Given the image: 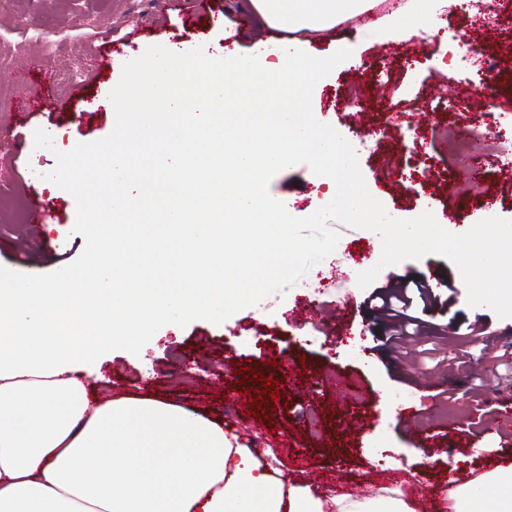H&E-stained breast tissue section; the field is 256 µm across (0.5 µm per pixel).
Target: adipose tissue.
Masks as SVG:
<instances>
[{
    "instance_id": "ef3b65f1",
    "label": "adipose tissue",
    "mask_w": 512,
    "mask_h": 512,
    "mask_svg": "<svg viewBox=\"0 0 512 512\" xmlns=\"http://www.w3.org/2000/svg\"><path fill=\"white\" fill-rule=\"evenodd\" d=\"M439 2L396 11L393 36L437 27ZM369 3L249 0L287 39L246 54L153 46L135 71L149 100L130 106L128 82L112 85V147L72 185L97 200L91 263L56 284L0 287V512H417L398 487L318 496L222 421L149 395L104 398L80 374L98 350L138 347L159 324L259 306L299 266L307 250L289 245L288 214L269 207L265 160L311 151L332 172L327 198L349 214L365 210L354 148L298 112L334 61L307 55L289 34L335 26ZM242 98L251 111H234ZM153 147L183 157L177 176L164 175ZM445 499L448 512H512V461Z\"/></svg>"
}]
</instances>
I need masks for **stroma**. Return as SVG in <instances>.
<instances>
[{
  "label": "stroma",
  "instance_id": "obj_1",
  "mask_svg": "<svg viewBox=\"0 0 512 512\" xmlns=\"http://www.w3.org/2000/svg\"><path fill=\"white\" fill-rule=\"evenodd\" d=\"M240 0H209L220 12L212 23L198 0H0V274L11 279L36 277L56 282L63 266H85L97 248L82 211L68 190H36V171L69 176L76 159L94 156L112 141L113 117L101 101L113 80L138 61L144 47L192 42L230 45L244 53L254 47L240 30ZM410 0H373L364 24L348 21L317 33L299 31L312 56L337 55L335 68L312 90L300 110L325 127L343 145H351L356 127L370 131L357 155L370 194L399 220L432 211L438 223L449 208L462 211L467 223L486 210L512 220V180L500 172L483 176L477 194H456L451 186L462 168L453 136L479 125L486 110L512 117V71H502L490 98L476 96L470 85L452 80L448 33L478 43L495 59L512 58V0H503L495 26L480 27L453 9L441 14L438 29L419 31L407 40L386 38V19ZM68 62L71 83L56 85L54 99L34 104L33 84L15 79L26 63L53 69ZM90 118L79 121V113ZM60 132L58 150L34 151L42 128ZM420 146L411 156V143ZM270 195L294 217L326 205L323 177L304 164L282 169L271 179ZM25 208L41 203L54 230L29 221L13 222L16 202ZM339 241L333 255L314 266L313 274L339 270L358 277L379 267V234L335 224ZM374 287L388 280L417 276L444 280L436 303L422 319L429 358L415 366L391 361L382 351L390 330L371 309L374 288H352L354 306L337 311L336 288L321 294L297 282L279 286L272 301L259 308L230 307L214 322L193 318L176 330L159 327L155 342L129 350L116 345L100 350L83 371L102 396L151 394L222 420L240 434L242 444L306 481L309 470L324 476L316 493L362 496L368 484L402 486L421 501L422 512H440L442 491L472 474L512 458V417L502 407L512 399V364L501 357L512 342V318H499L486 306L469 307L457 267L428 254L379 267ZM315 303L317 320L301 321V306ZM483 318V336L461 337L465 358L450 360L441 336L457 322ZM234 361L225 370V358ZM296 372H289V365ZM356 375L363 394L337 399L329 384L336 375ZM279 381L280 399L253 402L265 378ZM456 391L445 400V388ZM406 395L419 408L417 434L403 431L398 407L383 404V392ZM264 417H256V410ZM364 420L358 433L345 436L340 419ZM441 455H434V448ZM371 483H364V475Z\"/></svg>",
  "mask_w": 512,
  "mask_h": 512
}]
</instances>
